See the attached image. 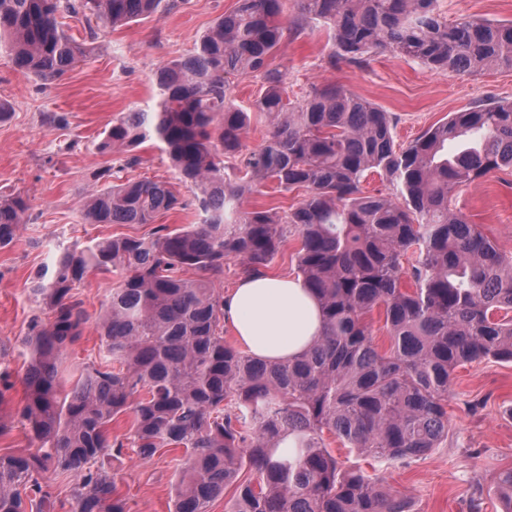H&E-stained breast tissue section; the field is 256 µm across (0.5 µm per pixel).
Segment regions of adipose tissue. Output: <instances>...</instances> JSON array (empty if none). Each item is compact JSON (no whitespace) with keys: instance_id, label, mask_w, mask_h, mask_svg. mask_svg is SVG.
<instances>
[{"instance_id":"obj_1","label":"adipose tissue","mask_w":512,"mask_h":512,"mask_svg":"<svg viewBox=\"0 0 512 512\" xmlns=\"http://www.w3.org/2000/svg\"><path fill=\"white\" fill-rule=\"evenodd\" d=\"M224 316L253 357L291 361L324 332L321 307L301 279L259 275L239 282Z\"/></svg>"}]
</instances>
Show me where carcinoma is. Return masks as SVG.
Here are the masks:
<instances>
[{
  "instance_id": "obj_1",
  "label": "carcinoma",
  "mask_w": 512,
  "mask_h": 512,
  "mask_svg": "<svg viewBox=\"0 0 512 512\" xmlns=\"http://www.w3.org/2000/svg\"><path fill=\"white\" fill-rule=\"evenodd\" d=\"M239 0L194 51L156 73L149 112H123L98 144L138 166L153 141L193 193L167 183H114L87 197L88 224H152L192 204L197 224H159L147 236L100 239L62 253L38 278L25 337L22 425L33 452L0 455V512H56L42 489L50 468L74 471L72 512H127L114 471L131 454L149 459L182 448L170 512H209L236 483L225 512H412L408 496L347 470L329 433L360 455L405 462L448 437V394L459 366L512 363V256L449 208L455 188L512 168V102L459 112L406 147L389 113L334 84L301 101L284 97L272 55L309 22L329 29L332 61L361 66L376 53L417 59L436 71L512 69V22L453 23L438 0ZM176 0H0V53L42 83L61 79L93 46L62 27L92 15L116 28L171 11ZM259 74L264 91L245 109L227 76ZM268 132L243 151L252 120ZM460 145L456 152L448 144ZM370 173L398 200L367 194ZM306 197L280 217L244 207L267 183ZM30 205L0 196V249L10 246ZM301 235L298 276L318 299L323 336L292 362H266L224 343V258L253 276L275 258L284 225ZM194 270L198 278L183 277ZM91 271L117 272L96 322L102 356L61 393L60 364L90 322L73 289ZM413 287L404 286L405 279ZM383 310L389 346L378 350L366 316ZM132 417L128 442L111 438ZM249 472L238 483L241 471ZM33 498L24 501L18 487Z\"/></svg>"
}]
</instances>
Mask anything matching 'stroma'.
Listing matches in <instances>:
<instances>
[{
	"mask_svg": "<svg viewBox=\"0 0 512 512\" xmlns=\"http://www.w3.org/2000/svg\"><path fill=\"white\" fill-rule=\"evenodd\" d=\"M238 0H178L173 11L122 28L97 19L69 18L65 28L77 39L94 37L91 57L63 78L39 84L0 55V195L22 194L30 204L27 224L16 241L0 249V372L12 387L0 403V455L32 450L19 421L24 404L23 373L29 359L22 344L36 307L31 290L37 276L52 270L63 251L91 241L145 235L151 225L89 224L82 204L93 190L109 186L104 170L122 178L175 182L167 157L146 144L142 165L122 169V154H101L104 130L122 112L155 103V73L190 55L199 38ZM449 20L475 17L512 20V0H439ZM326 29L317 26L289 37L272 59L285 71V94L299 100L313 86L335 84L391 113L397 144L412 142L449 113L489 101H512V69L475 73L434 71L417 60L388 53L365 65L329 64ZM451 207L512 255V169L460 186ZM448 437L429 453L404 463L372 459L331 439L345 466L380 478L406 494L412 512H470L480 497L482 512H504L498 479L512 470V363L493 359L459 367L448 396ZM185 462L180 449L165 448L152 458L125 460L116 481L128 512H169L173 483Z\"/></svg>",
	"mask_w": 512,
	"mask_h": 512,
	"instance_id": "35a3bbf8",
	"label": "stroma"
}]
</instances>
